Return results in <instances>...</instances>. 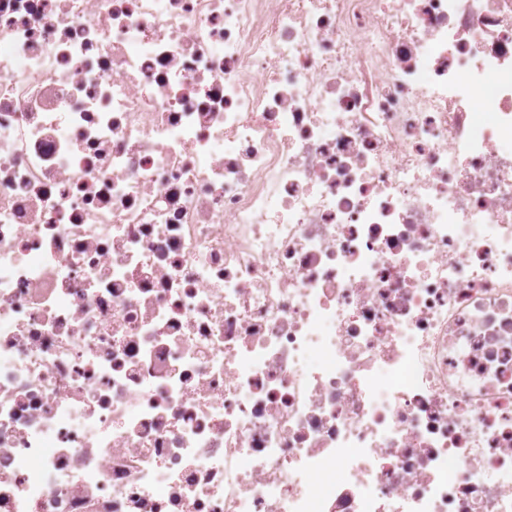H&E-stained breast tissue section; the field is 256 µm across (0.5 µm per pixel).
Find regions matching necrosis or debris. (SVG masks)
Instances as JSON below:
<instances>
[{
	"label": "necrosis or debris",
	"mask_w": 512,
	"mask_h": 512,
	"mask_svg": "<svg viewBox=\"0 0 512 512\" xmlns=\"http://www.w3.org/2000/svg\"><path fill=\"white\" fill-rule=\"evenodd\" d=\"M0 512H512V0H0Z\"/></svg>",
	"instance_id": "4bbe7bcc"
}]
</instances>
